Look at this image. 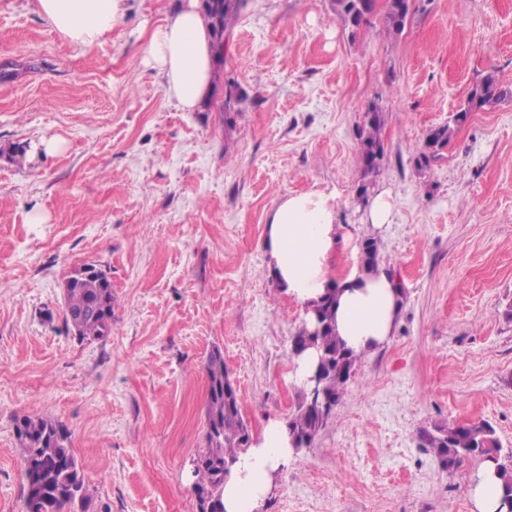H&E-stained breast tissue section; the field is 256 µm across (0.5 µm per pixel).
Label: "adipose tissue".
<instances>
[{
	"label": "adipose tissue",
	"mask_w": 512,
	"mask_h": 512,
	"mask_svg": "<svg viewBox=\"0 0 512 512\" xmlns=\"http://www.w3.org/2000/svg\"><path fill=\"white\" fill-rule=\"evenodd\" d=\"M122 0H34V10L50 27L81 48L111 32ZM211 25L198 0H182L177 11L151 33L148 61L164 79L175 106L198 110L207 100L215 52ZM339 244L337 204L319 191L279 199L266 221L264 247L270 273L285 294L311 307L326 289L336 291V334L354 354H368L392 336L402 304V290L385 265L343 279L332 277L331 260ZM286 426L270 421L257 444L241 455L224 486L225 512H259L287 461ZM473 512H499L501 481L492 462L482 463L470 490Z\"/></svg>",
	"instance_id": "adipose-tissue-1"
}]
</instances>
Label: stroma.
Listing matches in <instances>:
<instances>
[{"instance_id":"1","label":"stroma","mask_w":512,"mask_h":512,"mask_svg":"<svg viewBox=\"0 0 512 512\" xmlns=\"http://www.w3.org/2000/svg\"><path fill=\"white\" fill-rule=\"evenodd\" d=\"M180 2L123 0L85 50L32 0H0V512H24L26 416L68 430L93 512H196L216 348L253 437L287 422L304 313L262 243L279 197L310 190L336 196L333 275L361 270L374 239L402 311L260 512H473L479 458L446 469L419 434L484 420L512 449V99L472 112L425 171L410 154L486 74L512 88V0H424L397 35L381 5L353 35L331 0H245L195 112L145 61ZM372 104L386 154L369 191L394 202L381 231L356 201ZM84 263L112 282L100 340L65 321L62 284Z\"/></svg>"}]
</instances>
